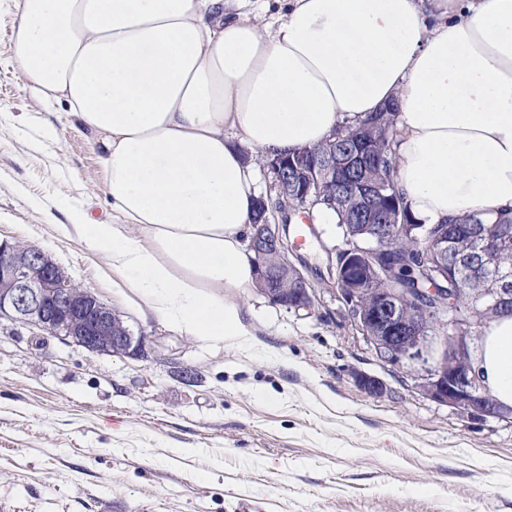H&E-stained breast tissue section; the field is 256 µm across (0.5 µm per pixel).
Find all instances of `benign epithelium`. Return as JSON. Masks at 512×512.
<instances>
[{"label": "benign epithelium", "mask_w": 512, "mask_h": 512, "mask_svg": "<svg viewBox=\"0 0 512 512\" xmlns=\"http://www.w3.org/2000/svg\"><path fill=\"white\" fill-rule=\"evenodd\" d=\"M309 183L336 174V151L329 160L312 159L301 168ZM281 224H259L251 244L256 267V286L272 303L289 309L314 307V289L295 288L286 295L266 287L272 275L269 257L288 272L291 259L281 248ZM373 240L348 254L339 265L347 288L336 292L344 315L360 331L366 343L383 362L408 361L420 367L415 375L418 389L430 399L448 406L469 420L495 418L512 423V413L481 392L474 384L471 353L462 341V326L448 324L438 332L426 307L409 309L401 296L388 288H364L374 256ZM494 306H512L511 288L486 291ZM0 317L59 336L93 353L136 355L146 347V337L135 336L121 326L112 309L87 290L77 291L73 282L40 249L31 245L0 244ZM358 385L371 395H380L385 383L366 373L356 374Z\"/></svg>", "instance_id": "obj_1"}]
</instances>
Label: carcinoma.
Masks as SVG:
<instances>
[{
  "label": "carcinoma",
  "mask_w": 512,
  "mask_h": 512,
  "mask_svg": "<svg viewBox=\"0 0 512 512\" xmlns=\"http://www.w3.org/2000/svg\"><path fill=\"white\" fill-rule=\"evenodd\" d=\"M376 127L344 125L336 129L330 142L302 152L309 156H324L336 149V156H349L346 167L336 168V178L321 186L327 203L313 205V196L302 198L294 192L270 190L264 195L267 215L275 208L288 207L297 213L310 215L326 209L337 216L340 231L357 228L365 235L377 234L390 222V214L399 212L413 226L411 235L385 242V250L377 255L381 275L371 274L367 288H390L414 295L419 288H430L431 295L423 296L430 307H440L438 316H454L469 327L468 335L476 342L484 336L488 324L503 315L493 310L482 298L486 288H495L492 270L512 271V216L498 215L488 223L480 213L461 222L427 227L404 203L397 188V173L393 146L398 136L396 112H377L371 115ZM382 188L362 208L353 202L363 189ZM448 238V253L430 252L425 238Z\"/></svg>",
  "instance_id": "carcinoma-1"
}]
</instances>
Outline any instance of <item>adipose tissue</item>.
<instances>
[{"label":"adipose tissue","instance_id":"adipose-tissue-1","mask_svg":"<svg viewBox=\"0 0 512 512\" xmlns=\"http://www.w3.org/2000/svg\"><path fill=\"white\" fill-rule=\"evenodd\" d=\"M14 63L99 150L112 221L75 232L188 335L248 350L259 160L397 105L424 223L512 210V0H13ZM137 233H130V226ZM512 406V316L475 353Z\"/></svg>","mask_w":512,"mask_h":512}]
</instances>
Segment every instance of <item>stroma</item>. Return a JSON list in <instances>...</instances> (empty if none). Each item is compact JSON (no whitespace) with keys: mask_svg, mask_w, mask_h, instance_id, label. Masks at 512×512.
<instances>
[{"mask_svg":"<svg viewBox=\"0 0 512 512\" xmlns=\"http://www.w3.org/2000/svg\"><path fill=\"white\" fill-rule=\"evenodd\" d=\"M0 0V242L36 246L148 339L92 353L0 319V500L13 512H512V427L466 420L383 365L330 294L240 292L246 354L168 325L63 225L111 221L99 152L15 71ZM387 390L363 391L356 373Z\"/></svg>","mask_w":512,"mask_h":512,"instance_id":"obj_1","label":"stroma"}]
</instances>
